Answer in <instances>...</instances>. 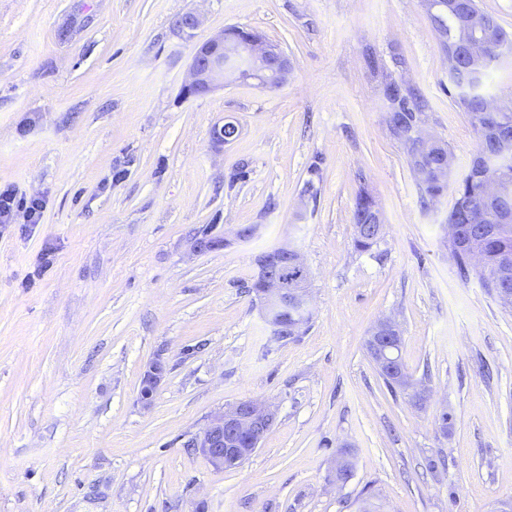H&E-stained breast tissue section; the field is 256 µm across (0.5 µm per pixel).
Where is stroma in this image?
Here are the masks:
<instances>
[{"label":"stroma","instance_id":"stroma-1","mask_svg":"<svg viewBox=\"0 0 512 512\" xmlns=\"http://www.w3.org/2000/svg\"><path fill=\"white\" fill-rule=\"evenodd\" d=\"M190 12L189 37L176 23ZM228 26L278 45L287 82L184 95L195 42ZM390 80L426 100L462 173L477 136L421 0H0V185L45 203L40 223L0 228V512L512 501V305L460 278L452 196L421 208L387 124ZM227 119L240 133L216 145ZM364 188L385 227L361 253ZM206 228L231 244L194 254ZM285 242L308 269L312 319L277 341L248 285L256 256ZM388 317L421 404L392 394L366 351ZM159 357L168 373L145 408ZM247 399L276 421L241 467L214 470L188 443ZM167 372L166 365L163 360L157 359L150 363L143 373L142 386L139 395V402L142 407H149L154 392L162 382ZM143 389H147L148 392H142Z\"/></svg>","mask_w":512,"mask_h":512}]
</instances>
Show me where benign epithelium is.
Listing matches in <instances>:
<instances>
[{
    "label": "benign epithelium",
    "instance_id": "1",
    "mask_svg": "<svg viewBox=\"0 0 512 512\" xmlns=\"http://www.w3.org/2000/svg\"><path fill=\"white\" fill-rule=\"evenodd\" d=\"M461 23L458 30L464 52L471 58V69L478 73L484 67V49L487 47L485 32L489 16L482 12H471L459 6ZM288 57L283 51L255 34L230 45L225 41V32L219 31L195 45L189 66V81L184 86L186 94L213 92L226 83L239 82L242 76L258 86L275 88L283 84L288 76ZM495 150L491 154L479 153L475 164L489 168L512 158V136L500 133L494 136ZM229 244L224 235L202 236L192 244L193 252L204 254L221 250ZM258 272L263 282L260 289L261 303L265 308V320L271 331L299 332V323L292 326L279 325L273 313L288 301L297 303L310 311L307 288V268L299 250L291 244L280 245L257 258ZM401 339L400 329L392 319H383L371 329L368 341L372 346L386 344L380 353L379 362L389 367L391 351ZM167 372L163 360L150 363L143 373L139 395L142 407L151 404L154 392ZM275 421V413L267 406L252 400L238 402L211 415L206 426L191 440V446L216 470L229 463H237L252 455L267 430Z\"/></svg>",
    "mask_w": 512,
    "mask_h": 512
}]
</instances>
